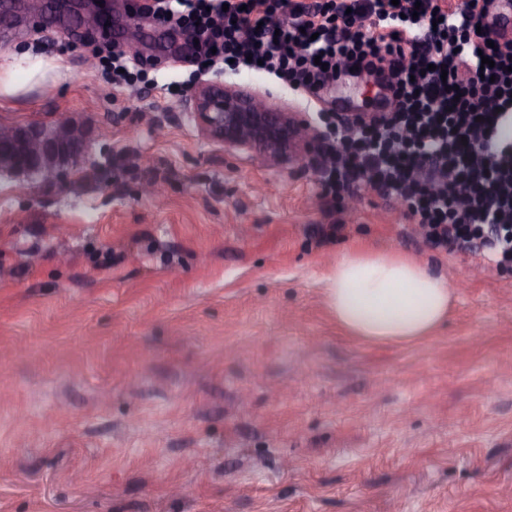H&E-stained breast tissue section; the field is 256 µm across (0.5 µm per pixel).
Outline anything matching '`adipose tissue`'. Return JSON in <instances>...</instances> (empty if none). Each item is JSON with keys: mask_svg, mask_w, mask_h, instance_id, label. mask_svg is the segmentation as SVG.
Instances as JSON below:
<instances>
[{"mask_svg": "<svg viewBox=\"0 0 512 512\" xmlns=\"http://www.w3.org/2000/svg\"><path fill=\"white\" fill-rule=\"evenodd\" d=\"M328 300L348 332L374 342H408L428 336L447 318L450 287L401 255L355 250L337 260Z\"/></svg>", "mask_w": 512, "mask_h": 512, "instance_id": "adipose-tissue-1", "label": "adipose tissue"}]
</instances>
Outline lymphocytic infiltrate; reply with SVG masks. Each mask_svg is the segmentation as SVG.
Listing matches in <instances>:
<instances>
[{"label":"lymphocytic infiltrate","mask_w":512,"mask_h":512,"mask_svg":"<svg viewBox=\"0 0 512 512\" xmlns=\"http://www.w3.org/2000/svg\"><path fill=\"white\" fill-rule=\"evenodd\" d=\"M154 0V23L195 40L192 65L263 68L317 94L340 67L388 69L390 116L333 129L325 195L370 187L403 202L425 240L464 247L486 237L512 266V41L493 40L486 0L443 11L437 0ZM491 66H482V58Z\"/></svg>","instance_id":"lymphocytic-infiltrate-1"}]
</instances>
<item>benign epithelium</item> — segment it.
Returning a JSON list of instances; mask_svg holds the SVG:
<instances>
[{"label":"benign epithelium","instance_id":"1","mask_svg":"<svg viewBox=\"0 0 512 512\" xmlns=\"http://www.w3.org/2000/svg\"><path fill=\"white\" fill-rule=\"evenodd\" d=\"M201 132L228 150L260 147L278 162L306 154L297 113L272 109L256 96L223 84H207L189 101ZM86 149V130L76 121L5 126L0 130V169L56 180Z\"/></svg>","mask_w":512,"mask_h":512}]
</instances>
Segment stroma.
<instances>
[{
	"instance_id": "stroma-1",
	"label": "stroma",
	"mask_w": 512,
	"mask_h": 512,
	"mask_svg": "<svg viewBox=\"0 0 512 512\" xmlns=\"http://www.w3.org/2000/svg\"><path fill=\"white\" fill-rule=\"evenodd\" d=\"M146 0H0V123L73 119L58 182L0 172V512H512V268L431 247L400 202L323 197L321 141L282 163L203 136L171 88L221 83L304 112H389L375 72L310 97L274 75L194 76ZM161 59L117 89L100 47ZM162 184L163 200L144 193ZM399 254L446 279L411 343L345 331L338 257Z\"/></svg>"
}]
</instances>
